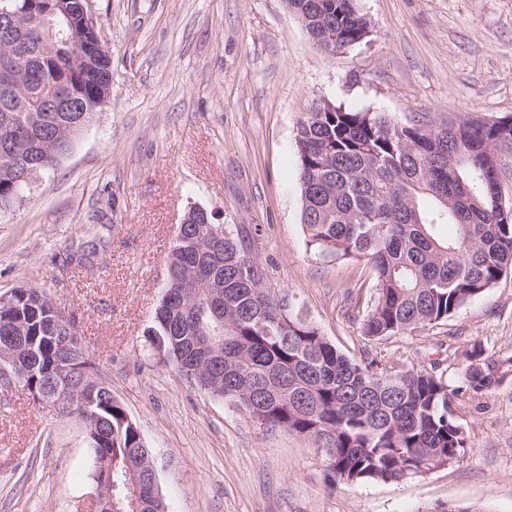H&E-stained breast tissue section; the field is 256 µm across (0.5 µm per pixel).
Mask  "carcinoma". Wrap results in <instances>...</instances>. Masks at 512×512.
Wrapping results in <instances>:
<instances>
[{
	"label": "carcinoma",
	"instance_id": "cac0c4a2",
	"mask_svg": "<svg viewBox=\"0 0 512 512\" xmlns=\"http://www.w3.org/2000/svg\"><path fill=\"white\" fill-rule=\"evenodd\" d=\"M287 3L328 56L370 34L356 0ZM16 40L0 44V211L21 202L80 136L68 130L72 113L47 109L43 92L64 80L89 95L111 80L110 49L92 32V62L78 68L71 51L36 24L22 22ZM296 143L307 246L322 258L364 259L373 271L364 335L444 322L512 268V200L503 198L494 154L512 145V114L436 126L320 101L303 114ZM447 225L454 232L444 236ZM254 243L247 231L222 224L177 228L166 261L173 275L146 333L151 350L266 429L311 438L325 449L336 482H398L459 461L468 432L443 377L339 351L289 296L262 287ZM200 276L223 287H193ZM47 297L41 288L19 287L10 308L0 305V343L17 322L36 343L39 363L27 383L37 389L55 361L47 337L56 335V321H71L51 312ZM484 352L479 345L468 354L465 380L475 391L512 374V355ZM95 397L93 410L112 439L103 448L90 435L89 447L95 457L111 454L118 485L99 512H163L138 425L111 388ZM129 471L138 476L135 511L125 487Z\"/></svg>",
	"mask_w": 512,
	"mask_h": 512
}]
</instances>
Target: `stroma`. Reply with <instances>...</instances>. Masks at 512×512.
<instances>
[{
	"label": "stroma",
	"mask_w": 512,
	"mask_h": 512,
	"mask_svg": "<svg viewBox=\"0 0 512 512\" xmlns=\"http://www.w3.org/2000/svg\"><path fill=\"white\" fill-rule=\"evenodd\" d=\"M368 42L328 57L286 0H91L112 52L108 103L71 153L0 212V295L45 289L152 450L164 512H512V375L472 391L466 355L512 353V271L448 321L362 335L365 261L322 258L301 224L297 125L313 101L433 124L512 114V0H357ZM256 230L264 286L356 359L438 364L469 432L463 462L332 485L311 439L189 385L145 334L191 205ZM92 249L86 265L70 263ZM87 435L0 388V512H95Z\"/></svg>",
	"instance_id": "stroma-1"
}]
</instances>
